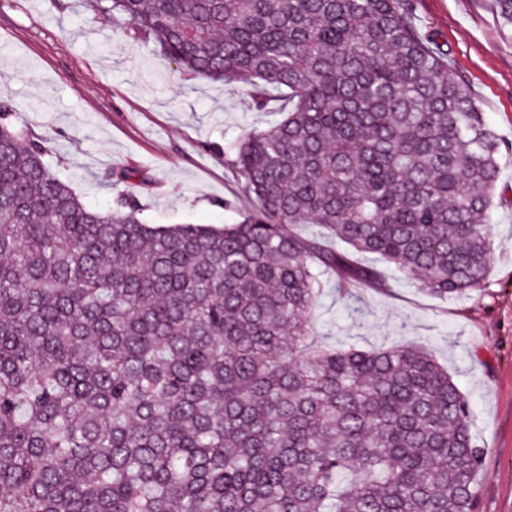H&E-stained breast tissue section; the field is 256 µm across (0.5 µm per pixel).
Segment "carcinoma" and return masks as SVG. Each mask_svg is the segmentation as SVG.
Returning a JSON list of instances; mask_svg holds the SVG:
<instances>
[{
	"instance_id": "cac0c4a2",
	"label": "carcinoma",
	"mask_w": 512,
	"mask_h": 512,
	"mask_svg": "<svg viewBox=\"0 0 512 512\" xmlns=\"http://www.w3.org/2000/svg\"><path fill=\"white\" fill-rule=\"evenodd\" d=\"M281 118L229 144L257 209L93 207L0 101V512H477L468 398L415 345H324L373 255L480 289L505 141L412 0H83ZM319 224L347 246L297 235Z\"/></svg>"
}]
</instances>
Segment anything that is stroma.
<instances>
[{"label": "stroma", "mask_w": 512, "mask_h": 512, "mask_svg": "<svg viewBox=\"0 0 512 512\" xmlns=\"http://www.w3.org/2000/svg\"><path fill=\"white\" fill-rule=\"evenodd\" d=\"M413 21L447 52L489 124L512 142V26L496 0H413ZM0 101L49 143L48 165L89 205L137 196L154 224H233L257 203L224 157L227 141L277 120L253 110L244 85L178 69L81 0H0ZM130 168L135 180L102 181ZM494 259L481 289L440 300L378 261L388 286L349 305L327 279L316 311L323 341L418 345L469 399L484 456L478 512H512V156L500 172Z\"/></svg>", "instance_id": "stroma-1"}]
</instances>
